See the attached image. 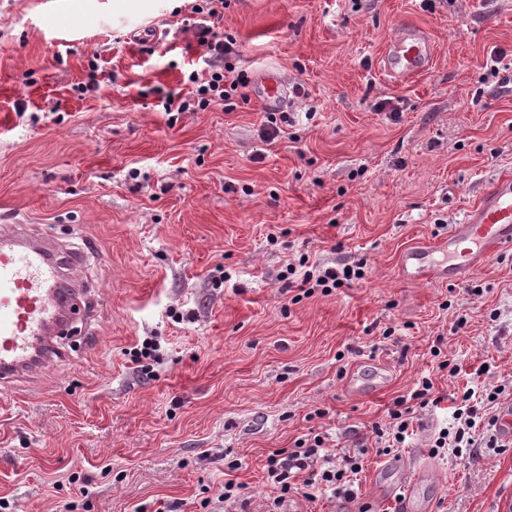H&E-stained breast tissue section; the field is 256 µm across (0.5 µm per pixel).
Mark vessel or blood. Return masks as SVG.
Returning <instances> with one entry per match:
<instances>
[{"label": "vessel or blood", "instance_id": "b4317fda", "mask_svg": "<svg viewBox=\"0 0 512 512\" xmlns=\"http://www.w3.org/2000/svg\"><path fill=\"white\" fill-rule=\"evenodd\" d=\"M433 47L421 30L404 25L390 43L397 65L389 76L406 80L425 72ZM512 249V178L496 179L462 223L429 249L405 252L401 274L409 279L435 277L422 265L425 251L441 253L448 275L460 280L498 254ZM61 263L46 238L34 237L17 225H0V388L13 376L47 369L54 361L53 339L75 311V291L61 278ZM430 477L418 469L409 482L396 485L391 497L399 512H412L418 487Z\"/></svg>", "mask_w": 512, "mask_h": 512}]
</instances>
